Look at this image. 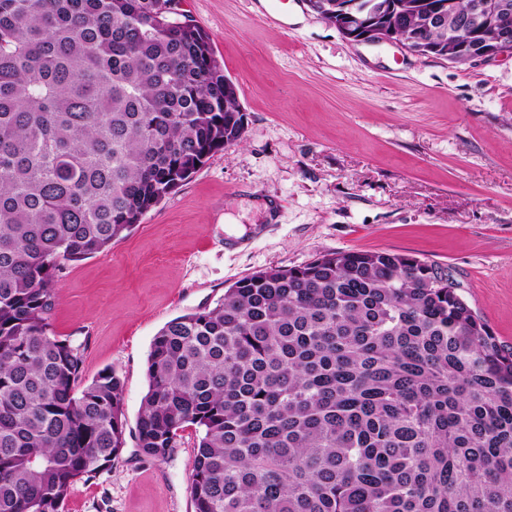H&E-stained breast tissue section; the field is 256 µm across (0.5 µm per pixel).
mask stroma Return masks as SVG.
<instances>
[{"label":"stroma","instance_id":"35a3bbf8","mask_svg":"<svg viewBox=\"0 0 512 512\" xmlns=\"http://www.w3.org/2000/svg\"><path fill=\"white\" fill-rule=\"evenodd\" d=\"M239 86L243 139L212 154L125 239L70 263L55 333L85 379L124 381L126 444L64 512H193V428L139 453L150 344L238 279L332 251L407 253L447 269L512 346V56L457 65L354 45L306 0H181Z\"/></svg>","mask_w":512,"mask_h":512}]
</instances>
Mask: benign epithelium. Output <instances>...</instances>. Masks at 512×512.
Returning a JSON list of instances; mask_svg holds the SVG:
<instances>
[{
	"label": "benign epithelium",
	"instance_id": "benign-epithelium-1",
	"mask_svg": "<svg viewBox=\"0 0 512 512\" xmlns=\"http://www.w3.org/2000/svg\"><path fill=\"white\" fill-rule=\"evenodd\" d=\"M310 9L330 17L329 24L352 43H400L408 50L422 56L438 54L453 64H464L474 59L491 60L505 53L512 54V5L507 0H479L474 14L463 15L457 11L456 0H441L419 12L420 28L438 30L445 37L433 43L414 36L399 39L394 28L381 18L385 11H394L393 2L381 0L361 5V0H307ZM476 27L481 38L454 37L460 28Z\"/></svg>",
	"mask_w": 512,
	"mask_h": 512
}]
</instances>
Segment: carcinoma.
Masks as SVG:
<instances>
[{
    "label": "carcinoma",
    "instance_id": "carcinoma-1",
    "mask_svg": "<svg viewBox=\"0 0 512 512\" xmlns=\"http://www.w3.org/2000/svg\"><path fill=\"white\" fill-rule=\"evenodd\" d=\"M170 0H0V512H61L125 446L122 377L50 322L244 113ZM387 22L403 37L418 17ZM136 446L197 432L193 512H512V347L418 257L327 252L153 337Z\"/></svg>",
    "mask_w": 512,
    "mask_h": 512
}]
</instances>
